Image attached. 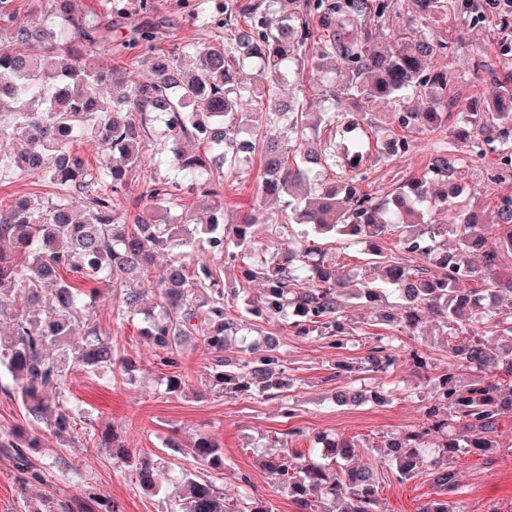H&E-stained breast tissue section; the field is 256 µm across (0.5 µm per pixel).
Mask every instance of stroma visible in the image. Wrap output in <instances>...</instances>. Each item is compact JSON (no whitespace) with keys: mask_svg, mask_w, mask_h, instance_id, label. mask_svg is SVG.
<instances>
[{"mask_svg":"<svg viewBox=\"0 0 512 512\" xmlns=\"http://www.w3.org/2000/svg\"><path fill=\"white\" fill-rule=\"evenodd\" d=\"M216 3L126 0L125 16L112 20V41L120 43L131 25L141 23L159 31L161 39L156 49L160 52L191 42L200 46L223 41V32L201 27L198 22L199 15L214 10ZM507 20L512 22V11L497 7L477 27L449 21V31L461 33L463 46L437 59V67L458 75L471 72L478 60L497 64L501 44L512 40V29L503 26ZM431 143V136L417 132L406 156L394 161L372 156L367 163L366 188L382 194L402 180L421 175ZM494 160V155H487L461 173L462 184L478 189L486 208L492 207L497 195L512 192V182L488 181ZM257 173L258 167L253 164L225 182L222 200L226 222L237 221L240 212L255 203L263 211L276 210V202L257 200ZM324 246L335 255L339 274L350 282L367 275L369 256L364 244L336 238L325 240ZM115 303L113 295L101 293L92 314L114 352L134 360V371L108 379L78 370L71 374L69 392L95 428L114 426L128 447L155 463L156 488L143 490L132 465L118 461L111 449L100 447L98 438L86 431H77L64 442L44 431L40 446L28 449L27 455L34 465L52 473L51 483L19 484L14 461L0 455V512H33L47 502L69 501L78 497L86 484L119 500L124 512H167L170 500L181 491L182 471L196 468L186 447L202 435L221 446L224 465L210 471L209 476L222 489L227 502L240 499L248 491L268 500L273 512H296L287 488L272 485L262 467L274 437L288 434L290 451L317 459L322 454L319 438L345 436L356 441L355 461L363 464L381 456L384 435L418 424L422 417L423 383L409 364H402L385 379L362 377L358 366L368 349L364 337H355L347 348L336 350L318 337L297 335L284 322L253 319L246 334L229 346L227 356H239L244 347L263 342L266 336H276L281 345L280 369L289 387L275 399L253 394L229 396L212 387L202 348L188 346L177 370L160 366L153 344L141 334L142 316L116 323L112 317ZM397 303L393 296L375 303L353 299L347 317L357 324L368 323L369 333L392 337L400 347L430 344L433 364L444 366L448 357L435 347L438 331L433 318H426L413 336L375 322L378 310ZM173 373L184 379L183 391L168 392L167 378ZM384 382L396 389L391 402L340 406L334 400L336 391L344 387L359 383L377 387ZM288 403L296 409L290 419L282 414L283 405ZM452 466L462 489L458 500L463 512H512V447L484 454L463 453L453 459ZM432 493L433 487L424 476L403 483L393 480L381 487L385 512H418Z\"/></svg>","mask_w":512,"mask_h":512,"instance_id":"stroma-1","label":"stroma"}]
</instances>
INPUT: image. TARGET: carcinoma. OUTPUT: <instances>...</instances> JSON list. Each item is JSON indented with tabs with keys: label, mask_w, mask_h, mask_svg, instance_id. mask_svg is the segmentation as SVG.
Masks as SVG:
<instances>
[{
	"label": "carcinoma",
	"mask_w": 512,
	"mask_h": 512,
	"mask_svg": "<svg viewBox=\"0 0 512 512\" xmlns=\"http://www.w3.org/2000/svg\"><path fill=\"white\" fill-rule=\"evenodd\" d=\"M124 14L123 0H108L106 15L79 14L71 0H47L45 16L57 20L21 22L0 0V30L9 45L0 48V108H13L12 124L0 125V140L21 138L25 148L0 152V181L38 174L58 192V200L37 208L27 197L0 209V292L15 294V312L0 300V317L12 323L0 336V367L18 387L0 393L16 401L23 418L47 425L67 439L82 412L69 396L70 372L90 374L128 367L101 336L87 299L105 287L119 292L112 317L121 322L138 314L159 249L180 251L198 240L209 259L193 265L170 263L152 289L158 313L144 317L143 334L158 348L159 364L176 368L192 338L202 342L212 382L221 393H260L275 398L288 387L277 376L276 341L224 356L228 338L248 322L227 310L220 267L239 268L241 277L263 282L260 296L247 303L254 317L289 323L300 336L314 335L340 350L356 333L344 321L343 280L336 262L319 241L353 238L374 245V265L383 270L385 289L404 304L390 319L418 329L425 315L437 317L447 368L434 375L427 347L405 360L426 374L429 396L419 424L389 437L388 458L377 466H350L355 441L325 440L330 462L303 459L274 441L267 472L288 489L297 512L330 499L340 512H384L380 483L392 476L408 481L428 468L433 497L418 512H461V493L451 461L471 448L486 452L504 444L500 424L512 414V194H500L491 223L482 221L459 183L469 160L487 152L499 158L488 180H512V124L502 122L512 108V58L499 66L477 64L474 80L497 85L496 97L474 112L455 96L448 69L432 60L448 55L458 39L440 36L435 25L461 16L482 24L487 14L476 0H224L206 28L224 31V42L149 57L132 50L154 48L156 28L139 25L115 47L123 65L109 70L82 63L93 48H112V16ZM417 19L424 28H401ZM387 28L385 43L371 44L372 30ZM193 51L186 69L182 54ZM53 54L46 67L41 53ZM148 63L152 77L135 85L126 66ZM322 74L317 96L282 97V89L308 70ZM419 99L422 107L409 106ZM394 104L389 122H341L342 106L355 102ZM457 112L470 132L462 145L447 142L448 113ZM159 127L164 142L160 163L172 179H153L141 196L168 209L184 207L187 195L220 197L224 182L259 155L262 193L282 203L264 215L281 240L275 249L256 240L249 213L224 222V208L185 214L180 224L157 222L144 212L128 220L121 201L128 197L132 172L141 166V141ZM279 136L266 138L269 127ZM434 136L427 170L377 195L364 189L360 171L370 147L390 148L397 160L412 148L408 134ZM92 132L112 152V165L92 171L72 150ZM342 169V175L328 173ZM390 241L382 249L377 242ZM421 264L416 265L414 261ZM475 283L470 288L467 283ZM39 311L30 319L23 306ZM401 350L373 336L362 362L367 373L384 375L399 364ZM341 403L381 401L386 394L342 392ZM99 442L123 448L108 427ZM38 446L22 427L0 428V450L20 456ZM192 458L213 470L224 466L220 447L206 436L190 448ZM184 495L170 512H272L263 499L247 495L227 503L216 483L182 473ZM75 512H122L119 502L94 489L76 501Z\"/></svg>",
	"instance_id": "1"
}]
</instances>
